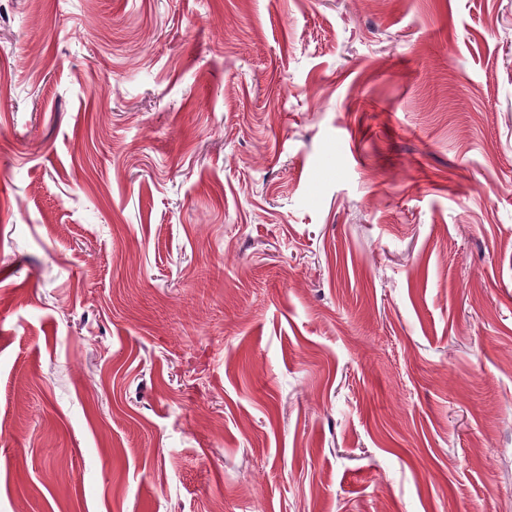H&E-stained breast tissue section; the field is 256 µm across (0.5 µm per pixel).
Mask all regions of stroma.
Masks as SVG:
<instances>
[{
  "label": "stroma",
  "instance_id": "1",
  "mask_svg": "<svg viewBox=\"0 0 512 512\" xmlns=\"http://www.w3.org/2000/svg\"><path fill=\"white\" fill-rule=\"evenodd\" d=\"M0 512H512V0H0Z\"/></svg>",
  "mask_w": 512,
  "mask_h": 512
}]
</instances>
